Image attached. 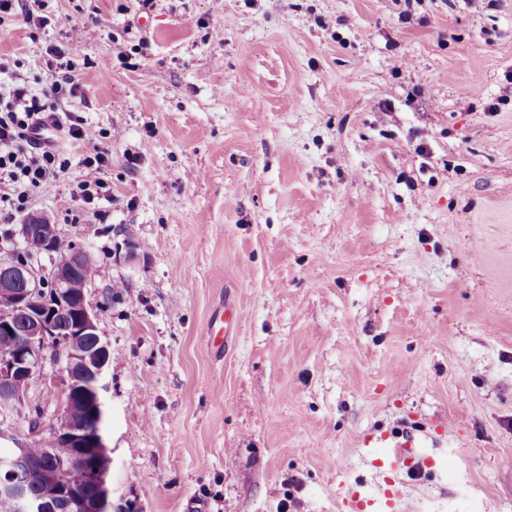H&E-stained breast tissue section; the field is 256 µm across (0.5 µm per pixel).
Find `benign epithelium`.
I'll use <instances>...</instances> for the list:
<instances>
[{
  "label": "benign epithelium",
  "instance_id": "1",
  "mask_svg": "<svg viewBox=\"0 0 512 512\" xmlns=\"http://www.w3.org/2000/svg\"><path fill=\"white\" fill-rule=\"evenodd\" d=\"M14 237L18 243L39 238L42 256L21 264L16 249L0 247V335L19 337L0 354V440L13 443L0 458V494L11 499L15 512H112V458L100 428L88 425L90 418L102 422L110 365L109 345L78 279L82 269L95 265L94 257L83 247H66L47 214L35 223L22 220ZM48 362L61 369V412L47 428L27 417L24 431L16 416L29 410L31 381ZM43 437L53 445L32 454V442ZM61 445L71 453L54 466L48 458ZM41 482L56 485V502L33 495Z\"/></svg>",
  "mask_w": 512,
  "mask_h": 512
}]
</instances>
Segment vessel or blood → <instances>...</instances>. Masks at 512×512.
Returning a JSON list of instances; mask_svg holds the SVG:
<instances>
[{"instance_id": "vessel-or-blood-1", "label": "vessel or blood", "mask_w": 512, "mask_h": 512, "mask_svg": "<svg viewBox=\"0 0 512 512\" xmlns=\"http://www.w3.org/2000/svg\"><path fill=\"white\" fill-rule=\"evenodd\" d=\"M242 311L231 300L225 301L223 307L215 311L213 322L222 323L225 335H233L240 323ZM368 456L373 459L376 468L384 473L383 483L375 492H367L362 486L349 487L345 493V512H400L403 494L396 475L401 471H411L420 466H433L432 457L417 451L412 439L390 442L386 437H370L366 440Z\"/></svg>"}]
</instances>
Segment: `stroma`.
<instances>
[{"label":"stroma","instance_id":"stroma-1","mask_svg":"<svg viewBox=\"0 0 512 512\" xmlns=\"http://www.w3.org/2000/svg\"><path fill=\"white\" fill-rule=\"evenodd\" d=\"M8 79L79 48L109 200L57 207L112 352L102 436L138 512H342L368 436L438 468L407 512H512V0H48ZM98 29L88 37V29ZM128 49L125 58L114 43ZM243 317L225 348L211 317ZM242 311L235 301L224 300V307L215 311L212 316L213 323L224 324V338L226 336H235L234 329L240 323Z\"/></svg>","mask_w":512,"mask_h":512}]
</instances>
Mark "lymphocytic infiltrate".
<instances>
[{"mask_svg":"<svg viewBox=\"0 0 512 512\" xmlns=\"http://www.w3.org/2000/svg\"><path fill=\"white\" fill-rule=\"evenodd\" d=\"M47 53L56 58L52 80L42 94L34 96L22 83L8 92L0 91V223H13L16 216L30 210V194L49 180L64 175L70 164L62 158L57 146L33 143L32 133L44 120H51L71 148L84 146V130L74 113L65 108L69 96L78 90L76 77L64 63V50L48 46ZM108 157L99 152L84 160L79 181L61 196L58 205L71 211L74 203H93L108 198Z\"/></svg>","mask_w":512,"mask_h":512,"instance_id":"lymphocytic-infiltrate-1","label":"lymphocytic infiltrate"}]
</instances>
